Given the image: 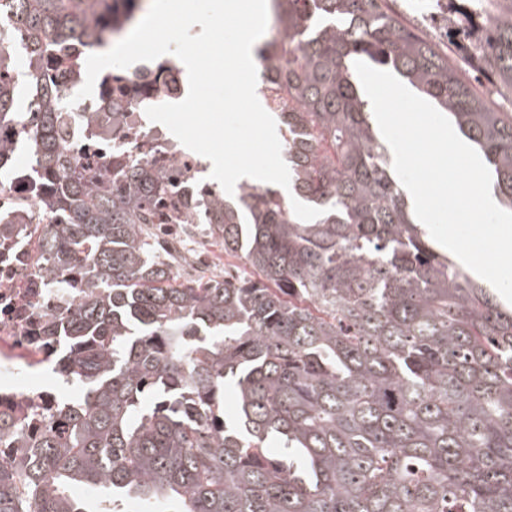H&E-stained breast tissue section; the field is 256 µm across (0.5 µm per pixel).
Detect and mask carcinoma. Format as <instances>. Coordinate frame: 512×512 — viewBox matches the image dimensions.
I'll use <instances>...</instances> for the list:
<instances>
[{
  "mask_svg": "<svg viewBox=\"0 0 512 512\" xmlns=\"http://www.w3.org/2000/svg\"><path fill=\"white\" fill-rule=\"evenodd\" d=\"M475 70L512 93V0H479ZM139 0H0V124L34 137L51 187L38 261L88 291L40 343L75 399L25 453L0 458V512H89L97 489L144 512H512V307L419 225L355 72L403 78L449 113L512 209V112L390 0H273L271 86L291 197L245 185L210 234L244 259L235 281H178L151 225L176 190L139 166L72 170L55 135L59 85L14 75L68 45L102 47ZM20 422L0 411V437Z\"/></svg>",
  "mask_w": 512,
  "mask_h": 512,
  "instance_id": "obj_1",
  "label": "carcinoma"
}]
</instances>
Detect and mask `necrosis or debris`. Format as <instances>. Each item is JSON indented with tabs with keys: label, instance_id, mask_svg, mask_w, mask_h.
<instances>
[{
	"label": "necrosis or debris",
	"instance_id": "4bbe7bcc",
	"mask_svg": "<svg viewBox=\"0 0 512 512\" xmlns=\"http://www.w3.org/2000/svg\"><path fill=\"white\" fill-rule=\"evenodd\" d=\"M87 54L77 45L54 56L50 65L70 106L64 107L62 143L79 169L113 173L138 163L186 190L172 217L189 224L206 223L220 193L205 178L199 154L181 144L163 124L150 121L147 107L182 101L188 93L187 70L172 54L129 68H107L97 77L91 101L76 104L73 96L86 79ZM45 190L31 182L28 168L0 171V206H9L16 230L0 242V374L10 388H0V410L23 420V432L37 416L55 409L57 397L34 379L35 367L17 365L14 351L46 359L35 336L51 320L61 299L75 300L79 289L59 293L38 263L30 236L46 210Z\"/></svg>",
	"mask_w": 512,
	"mask_h": 512
}]
</instances>
